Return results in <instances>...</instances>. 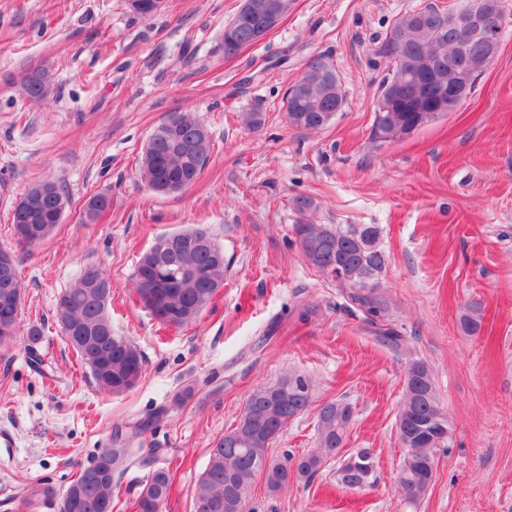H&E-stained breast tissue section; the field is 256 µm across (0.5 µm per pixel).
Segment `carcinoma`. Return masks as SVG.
<instances>
[{
  "label": "carcinoma",
  "instance_id": "1",
  "mask_svg": "<svg viewBox=\"0 0 512 512\" xmlns=\"http://www.w3.org/2000/svg\"><path fill=\"white\" fill-rule=\"evenodd\" d=\"M424 9L434 12L433 22L442 29L441 38L413 25L420 9L400 16L401 26L390 28L381 54L390 67L382 83L392 80L398 68L413 66L420 53L447 55L453 51L454 30L448 17L454 9L427 4ZM258 24L255 18L235 15L224 27V42L235 41L243 49L252 45L250 29ZM336 69L326 74L305 69L290 86L285 97V111L292 113L295 86L309 87L313 95L309 106L323 104L327 82H336ZM53 83V74L46 68L31 70L24 78L21 90L30 100L45 99ZM395 120L383 114L373 125L379 139L387 133L407 136L434 120L421 112H396ZM176 127L184 147L174 148L168 137L149 141L139 160V171L149 187L170 194L192 186L208 162L214 143L208 128L192 112H172L159 127ZM42 206L28 209L19 203L12 213V223L19 228L28 225L36 229L35 246L49 239L58 226L55 214L57 202L66 200L61 187L52 180L41 182ZM107 197H91L83 208V220L96 222L107 209ZM297 241L307 260L325 275L345 288L350 304L360 311L375 337L383 344L402 348L407 339L386 324L387 305L379 295L380 277L388 259L379 246L380 228L375 224H312L294 227ZM174 250L159 263L145 252L135 271L134 292L144 308H149L148 285L156 279L173 283V293L167 305V319L160 324L185 327L211 303L216 292L224 287L227 264L224 248L207 224H196L179 232ZM112 292L107 274L95 265L85 267L69 288L61 294L57 308H65L81 332L74 335L73 349L80 363L107 393L134 387L142 378L145 358L141 350L127 337L110 334L109 311L101 310L102 291ZM483 314L477 303L469 305L460 316L461 330L476 335L481 329ZM137 365L136 378L128 380L127 364ZM313 404L310 382L299 375L281 377L274 383L255 387L247 397L237 426L218 439L210 448L209 459L194 491V512H244L245 502L255 479L263 477L267 490L276 494L288 483L310 480L325 466L328 458L342 447L353 417L350 404L331 401L317 411L318 448L301 456L288 452L280 456L271 451L273 440L289 421L301 415ZM397 429L404 455L397 477L398 492L408 506L420 500L431 486L436 473L437 451L450 446L452 429L441 405L432 369L423 358L410 361L405 370L404 394L397 416ZM132 453L130 448H106L89 466L83 468L65 490L60 512H112L113 478ZM375 460L368 448H360L341 462V482L350 488H362L370 483ZM172 486L170 472L160 467L140 493L137 512H162Z\"/></svg>",
  "mask_w": 512,
  "mask_h": 512
}]
</instances>
